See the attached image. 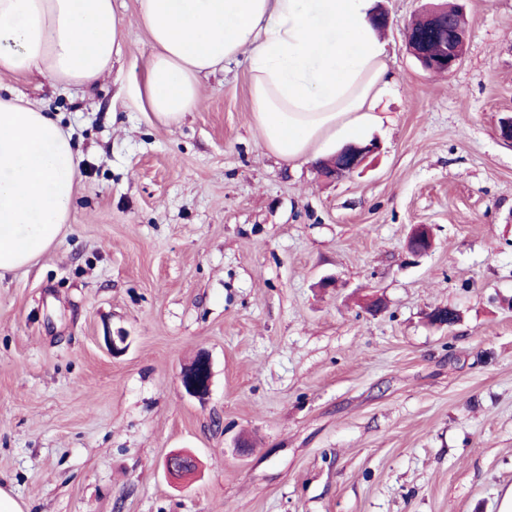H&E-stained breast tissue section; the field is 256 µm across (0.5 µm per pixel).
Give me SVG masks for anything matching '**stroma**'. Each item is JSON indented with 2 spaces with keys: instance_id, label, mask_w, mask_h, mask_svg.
Segmentation results:
<instances>
[{
  "instance_id": "35a3bbf8",
  "label": "stroma",
  "mask_w": 512,
  "mask_h": 512,
  "mask_svg": "<svg viewBox=\"0 0 512 512\" xmlns=\"http://www.w3.org/2000/svg\"><path fill=\"white\" fill-rule=\"evenodd\" d=\"M378 153L333 183L265 152L245 62L176 125L130 107L151 52L87 89L0 72L72 131L64 236L0 276V487L28 512H500L512 491V0H458L468 44L424 71L380 0ZM428 225L432 251L406 250ZM336 284L319 288L322 277ZM460 314L431 325L435 308ZM124 333L126 352L106 334ZM213 366L206 400L180 374ZM200 461L189 483L165 456Z\"/></svg>"
}]
</instances>
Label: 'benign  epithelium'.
Instances as JSON below:
<instances>
[{
    "label": "benign epithelium",
    "instance_id": "1",
    "mask_svg": "<svg viewBox=\"0 0 512 512\" xmlns=\"http://www.w3.org/2000/svg\"><path fill=\"white\" fill-rule=\"evenodd\" d=\"M456 23L448 26V6L432 5L421 13V22L430 32L431 42L436 45L432 51L424 41L416 38L406 39L409 53L427 71L450 73L462 62L466 52L467 27L463 11L455 9ZM377 151L373 142L347 144L334 156L318 163L320 173L328 179L346 177L362 167ZM432 247L430 227L418 225L411 234L408 250L415 257L426 255ZM212 369L209 359L198 356L194 363L181 372V384L186 393L200 399L209 395L211 390ZM165 473L173 479H181L193 473L197 467L195 458L184 452L173 451L163 462Z\"/></svg>",
    "mask_w": 512,
    "mask_h": 512
}]
</instances>
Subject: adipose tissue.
Masks as SVG:
<instances>
[{
    "label": "adipose tissue",
    "mask_w": 512,
    "mask_h": 512,
    "mask_svg": "<svg viewBox=\"0 0 512 512\" xmlns=\"http://www.w3.org/2000/svg\"><path fill=\"white\" fill-rule=\"evenodd\" d=\"M374 10L375 0H137L152 52L127 99L179 123L199 105L204 77L246 58L263 147L287 163L312 162L381 120L388 42ZM123 50L113 0H0V71L89 87ZM79 177L71 134L30 101L0 96V275L57 242Z\"/></svg>",
    "instance_id": "ef3b65f1"
}]
</instances>
